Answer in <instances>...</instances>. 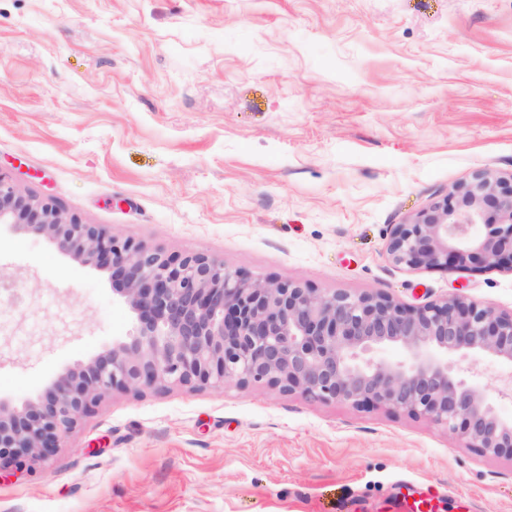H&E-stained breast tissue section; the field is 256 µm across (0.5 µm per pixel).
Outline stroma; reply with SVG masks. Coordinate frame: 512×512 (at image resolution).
I'll return each mask as SVG.
<instances>
[{
    "label": "stroma",
    "mask_w": 512,
    "mask_h": 512,
    "mask_svg": "<svg viewBox=\"0 0 512 512\" xmlns=\"http://www.w3.org/2000/svg\"><path fill=\"white\" fill-rule=\"evenodd\" d=\"M512 175V0H0V171L68 214L255 280L512 311V270L396 265L395 225ZM0 398L133 326L108 274L0 230ZM512 512V460L428 419L279 392L108 395L0 512Z\"/></svg>",
    "instance_id": "obj_1"
}]
</instances>
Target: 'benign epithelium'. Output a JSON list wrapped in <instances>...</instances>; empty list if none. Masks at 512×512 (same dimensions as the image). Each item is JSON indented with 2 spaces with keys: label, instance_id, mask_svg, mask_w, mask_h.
Here are the masks:
<instances>
[{
  "label": "benign epithelium",
  "instance_id": "1",
  "mask_svg": "<svg viewBox=\"0 0 512 512\" xmlns=\"http://www.w3.org/2000/svg\"><path fill=\"white\" fill-rule=\"evenodd\" d=\"M0 224L44 236L109 274L132 330L41 394L0 399V466L48 460L114 391L264 383L310 400L385 407L448 429L469 448L512 459V419L495 396L457 377V361L512 363V312L453 296L404 306L380 293L319 292L252 280L204 254H172L84 224L0 175ZM485 227L480 233L477 227ZM411 267L512 269V177L491 170L395 225L386 248ZM389 349L401 358L384 356Z\"/></svg>",
  "mask_w": 512,
  "mask_h": 512
}]
</instances>
